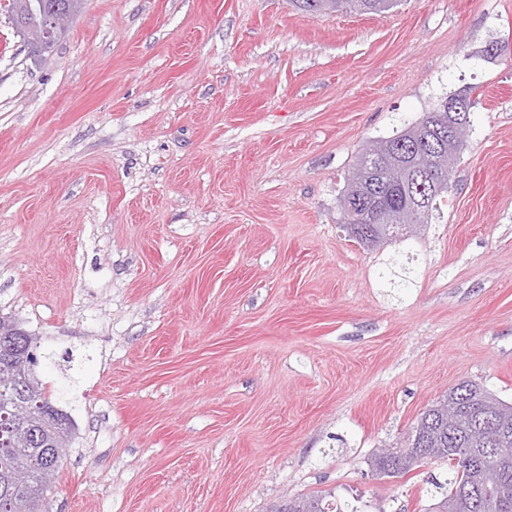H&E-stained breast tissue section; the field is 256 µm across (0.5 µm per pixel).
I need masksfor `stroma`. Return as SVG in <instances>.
<instances>
[{"label":"stroma","mask_w":512,"mask_h":512,"mask_svg":"<svg viewBox=\"0 0 512 512\" xmlns=\"http://www.w3.org/2000/svg\"><path fill=\"white\" fill-rule=\"evenodd\" d=\"M467 92L440 214L366 248L355 155ZM0 314L75 432L46 512H429L372 456L472 380L512 403V0H0ZM53 1L58 0H12L11 12L22 13L27 27L39 28L43 25L46 9ZM297 10L309 15H321L326 11H357L379 14L390 10L395 0H290ZM63 8L64 5H55L51 8L48 19L44 24V30L38 35V41L53 44L58 39L65 29V22L73 17L72 15L57 16V13ZM327 497L335 499L329 503ZM349 504L336 505V497L331 492H320L305 497H297L293 500L276 505L271 512H358L354 507L349 510ZM291 509V510H290Z\"/></svg>","instance_id":"35a3bbf8"}]
</instances>
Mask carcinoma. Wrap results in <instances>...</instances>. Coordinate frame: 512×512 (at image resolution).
Segmentation results:
<instances>
[{
  "label": "carcinoma",
  "mask_w": 512,
  "mask_h": 512,
  "mask_svg": "<svg viewBox=\"0 0 512 512\" xmlns=\"http://www.w3.org/2000/svg\"><path fill=\"white\" fill-rule=\"evenodd\" d=\"M53 0H12L11 12L23 14L29 28L43 25L44 15ZM395 0H290L298 10L309 15L327 11H357L379 14L390 10ZM448 98L438 100L416 122L401 131L405 141L412 142L407 153L399 150L397 136L389 137L362 149L356 156L350 175L357 176L366 159L375 155L380 166L376 178L390 189L388 211L381 223L371 228L376 247L403 236L402 226L417 228L429 223L432 212L448 192L450 170H438L440 187L421 194L412 182L394 183L395 169L405 166L417 169L428 156L427 141L439 139V123L435 116L448 111ZM458 406L453 428L440 421L439 411L448 409V400ZM38 402L51 403L44 387L30 374L15 387L0 394V413L15 411L27 418L33 438L15 440L0 447V512H45L44 502L50 479L59 472L54 462L57 447L66 445L73 425L42 419L29 409ZM419 448L407 470L431 462L448 467V477L433 483L440 494L435 512L453 508V512H512V403L506 404L472 380H463L448 390L445 399L423 412L405 443ZM496 448L494 455L486 449ZM330 492L297 497L285 501L272 512H357L345 503L328 501Z\"/></svg>",
  "instance_id": "1"
}]
</instances>
